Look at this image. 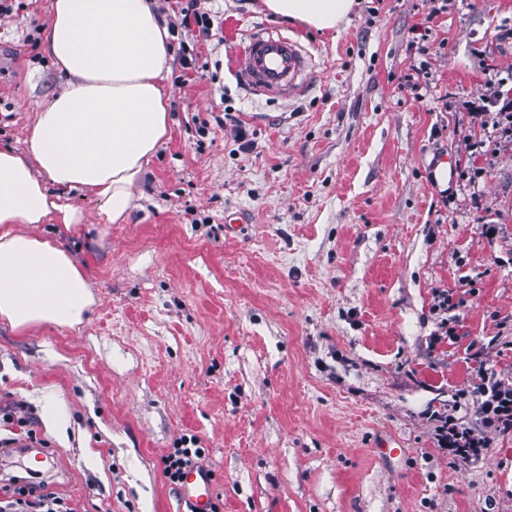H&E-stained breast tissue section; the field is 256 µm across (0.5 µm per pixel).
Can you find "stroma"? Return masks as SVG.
Instances as JSON below:
<instances>
[{
    "label": "stroma",
    "instance_id": "obj_1",
    "mask_svg": "<svg viewBox=\"0 0 512 512\" xmlns=\"http://www.w3.org/2000/svg\"><path fill=\"white\" fill-rule=\"evenodd\" d=\"M27 2L0 17V147L18 150L67 85L41 51L52 0ZM201 6L206 36L161 14L171 131L128 219L73 191L76 229L22 227L88 272L96 304L74 329L0 324V438L55 462L48 480L0 457V478L74 512H183L161 459L201 448L221 512H512V435L462 462L435 431L478 360L512 377V138L492 97L512 100V0H357L322 33L263 0ZM255 26L304 40L305 96L239 84L234 49ZM443 289L454 340L436 338ZM392 439L401 453L379 455Z\"/></svg>",
    "mask_w": 512,
    "mask_h": 512
}]
</instances>
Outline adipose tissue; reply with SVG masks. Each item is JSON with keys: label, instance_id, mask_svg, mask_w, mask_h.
Here are the masks:
<instances>
[{"label": "adipose tissue", "instance_id": "obj_1", "mask_svg": "<svg viewBox=\"0 0 512 512\" xmlns=\"http://www.w3.org/2000/svg\"><path fill=\"white\" fill-rule=\"evenodd\" d=\"M276 16L333 31L355 0H264ZM170 34L155 0H53L44 49L69 78L27 132V148L0 149V323L25 332L72 329L96 303L84 268L23 224L72 225L62 194L80 189L107 223L133 208V186L169 134Z\"/></svg>", "mask_w": 512, "mask_h": 512}]
</instances>
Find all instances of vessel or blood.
Here are the masks:
<instances>
[{"mask_svg":"<svg viewBox=\"0 0 512 512\" xmlns=\"http://www.w3.org/2000/svg\"><path fill=\"white\" fill-rule=\"evenodd\" d=\"M235 53L239 81L257 95H300L313 65L297 37L268 27L246 31ZM181 494L193 512H211L213 483L206 470H186Z\"/></svg>","mask_w":512,"mask_h":512,"instance_id":"obj_1","label":"vessel or blood"}]
</instances>
